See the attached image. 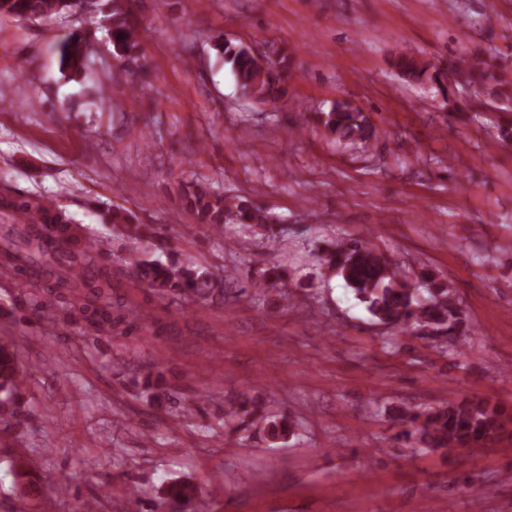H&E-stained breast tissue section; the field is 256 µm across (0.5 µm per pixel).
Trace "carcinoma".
I'll return each instance as SVG.
<instances>
[{
    "instance_id": "cac0c4a2",
    "label": "carcinoma",
    "mask_w": 512,
    "mask_h": 512,
    "mask_svg": "<svg viewBox=\"0 0 512 512\" xmlns=\"http://www.w3.org/2000/svg\"><path fill=\"white\" fill-rule=\"evenodd\" d=\"M73 14V0H0V16L22 20H45ZM115 52L128 66L143 59L137 27L132 23L123 0H112V13L106 16ZM236 79L238 88L256 93L266 101H279L288 93L290 64L288 57L268 61L261 68L248 46L231 41L216 44ZM60 70L68 79L84 76L89 54V35L75 29L58 46ZM392 66L407 83L430 82L441 91L443 106L458 110L454 101L460 90L469 95V107L482 114V107L497 104V111L511 112L507 102L512 100V84L502 78L495 64L464 54L448 57L437 64L413 53L397 56ZM325 136L352 146L361 152L368 150L374 137L372 126L361 109L348 101H337L318 115ZM182 202L200 224L215 230L226 224H256L263 227L274 218L245 197L228 198L220 192L195 184L185 186ZM6 207L12 212L15 224L6 233L8 248L0 251V267L47 263L55 260L48 272L50 296L65 306L68 317L84 322L100 335L112 333V323L122 305L112 298V268L97 264L94 240L80 235L74 220L65 208L43 196L21 197ZM135 216L114 211L109 215L112 231L119 237L136 241L140 249L127 259L135 278L155 289L160 295L192 294L199 298L211 296L224 288V279L206 267L188 260L162 262L144 259L145 248L154 244L155 232L145 224L134 223ZM49 225L56 241L66 246L59 255L49 249L50 241L38 235ZM318 264L322 271L340 277L357 300L380 323H390L404 333H414L429 327L439 335L461 343L472 328L458 306L453 288L431 271L420 274L414 283L402 278L395 280L397 265L386 255L351 238L329 242L318 248ZM282 275L273 267L259 280L251 281L254 291L283 288ZM22 362L10 341L0 337V424H8L21 411L24 400ZM143 392L150 403L183 406L159 377L147 375L141 380ZM399 416L410 429L405 437L415 435L417 443L446 455L461 448L495 444L512 435V413L505 407L482 398H461L424 411L404 408ZM224 420L238 422V428H257L265 440L278 443L294 434L291 419L271 416L264 408L248 398H240L224 410ZM15 479L29 495L40 491L37 465L31 460L12 462ZM159 498L169 512H184L199 495L198 486L187 479L167 481L158 488Z\"/></svg>"
}]
</instances>
